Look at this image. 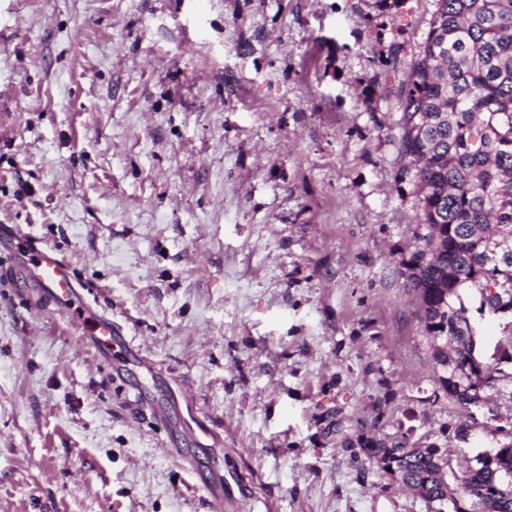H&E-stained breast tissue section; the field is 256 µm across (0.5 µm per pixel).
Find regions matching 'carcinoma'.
<instances>
[{"label": "carcinoma", "instance_id": "carcinoma-1", "mask_svg": "<svg viewBox=\"0 0 512 512\" xmlns=\"http://www.w3.org/2000/svg\"><path fill=\"white\" fill-rule=\"evenodd\" d=\"M426 37L399 94L401 174L421 189L425 233L402 262L416 292L436 391L467 409L479 389L512 396V335L481 366L468 363L480 329L472 313L512 309V0H436ZM507 449L493 464L456 473L447 450L405 435L367 438L365 455L395 464L392 480L419 493L427 512L502 510L493 499L512 473V420L491 430Z\"/></svg>", "mask_w": 512, "mask_h": 512}]
</instances>
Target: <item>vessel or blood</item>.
I'll use <instances>...</instances> for the list:
<instances>
[{
  "label": "vessel or blood",
  "instance_id": "vessel-or-blood-1",
  "mask_svg": "<svg viewBox=\"0 0 512 512\" xmlns=\"http://www.w3.org/2000/svg\"><path fill=\"white\" fill-rule=\"evenodd\" d=\"M27 269L36 287L59 303L74 322L87 329L100 348L111 350L119 335L113 330L110 318L98 314L83 301L64 256L29 243Z\"/></svg>",
  "mask_w": 512,
  "mask_h": 512
}]
</instances>
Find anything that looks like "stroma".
<instances>
[{
	"mask_svg": "<svg viewBox=\"0 0 512 512\" xmlns=\"http://www.w3.org/2000/svg\"><path fill=\"white\" fill-rule=\"evenodd\" d=\"M435 9L0 0V512H426L361 442L482 437L432 394L402 265ZM16 228L137 354L31 287Z\"/></svg>",
	"mask_w": 512,
	"mask_h": 512,
	"instance_id": "1",
	"label": "stroma"
}]
</instances>
